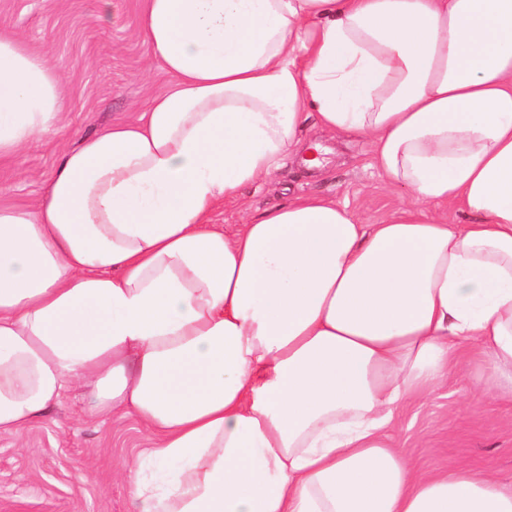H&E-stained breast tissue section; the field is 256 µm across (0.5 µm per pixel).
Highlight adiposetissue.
I'll list each match as a JSON object with an SVG mask.
<instances>
[{
	"label": "adipose tissue",
	"instance_id": "1",
	"mask_svg": "<svg viewBox=\"0 0 512 512\" xmlns=\"http://www.w3.org/2000/svg\"><path fill=\"white\" fill-rule=\"evenodd\" d=\"M171 84L0 208V433L89 387L156 436L139 512H512V481L414 475L388 431L464 344L512 398V0H144ZM60 70L0 36V158L58 130ZM373 138L415 205L307 198L234 233L220 204L301 141ZM456 201L460 226L419 205Z\"/></svg>",
	"mask_w": 512,
	"mask_h": 512
}]
</instances>
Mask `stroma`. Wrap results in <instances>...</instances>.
Wrapping results in <instances>:
<instances>
[{"instance_id":"stroma-1","label":"stroma","mask_w":512,"mask_h":512,"mask_svg":"<svg viewBox=\"0 0 512 512\" xmlns=\"http://www.w3.org/2000/svg\"><path fill=\"white\" fill-rule=\"evenodd\" d=\"M143 0H0V33L19 35L45 52L64 75L70 106L63 129L0 159V207L39 201L61 151L116 122L133 119L171 78L153 60L139 31ZM331 154L324 172L286 162L270 184L243 188L213 220L234 231L266 210L301 197L347 205L365 224H381L407 207L408 188L386 181L370 137L329 135L315 118L302 130ZM428 397L409 400L390 430L417 472L454 461L512 480V403L474 392L469 375L484 366L472 346ZM87 392L71 387L22 435L0 434V512H138L125 466L155 439L134 417L91 416Z\"/></svg>"}]
</instances>
